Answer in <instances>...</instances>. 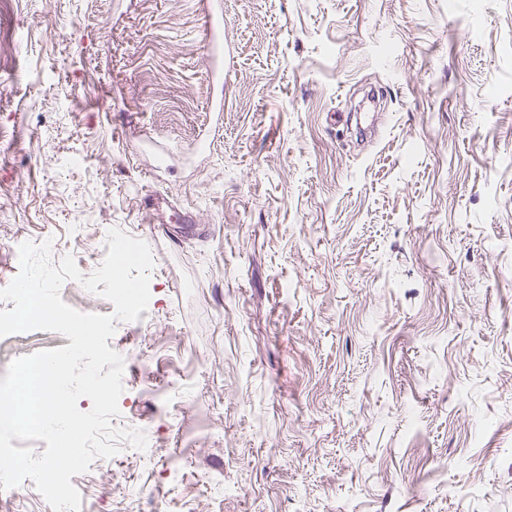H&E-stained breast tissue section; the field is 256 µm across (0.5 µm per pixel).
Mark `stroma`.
I'll return each mask as SVG.
<instances>
[{
    "mask_svg": "<svg viewBox=\"0 0 512 512\" xmlns=\"http://www.w3.org/2000/svg\"><path fill=\"white\" fill-rule=\"evenodd\" d=\"M221 3L220 86L198 0L0 9V288L26 241L154 258L108 341L154 461L83 512H512V0ZM374 84L362 148L330 115ZM69 343L0 337V378Z\"/></svg>",
    "mask_w": 512,
    "mask_h": 512,
    "instance_id": "obj_1",
    "label": "stroma"
}]
</instances>
